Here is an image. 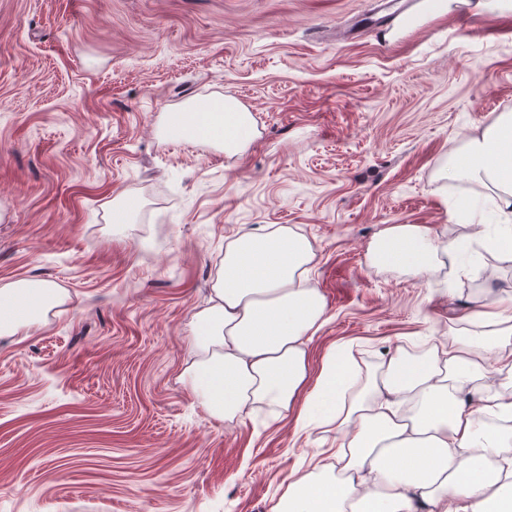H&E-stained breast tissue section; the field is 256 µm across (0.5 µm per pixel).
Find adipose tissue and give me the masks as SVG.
<instances>
[{"label": "adipose tissue", "mask_w": 512, "mask_h": 512, "mask_svg": "<svg viewBox=\"0 0 512 512\" xmlns=\"http://www.w3.org/2000/svg\"><path fill=\"white\" fill-rule=\"evenodd\" d=\"M171 134L242 154L256 135L237 103L189 112ZM439 181L492 190L512 216V113L465 136ZM456 241L424 224H390L368 246L372 266L420 281L459 263ZM316 251L295 229L270 226L228 241L208 299L193 312L180 381L198 407L227 424L266 409L306 432L333 430L335 447L289 482L272 512H512V292L451 329L447 341L400 349L361 372L347 350L330 352L309 379L307 344L326 305L311 271ZM37 280L0 285V339L11 340L67 302Z\"/></svg>", "instance_id": "1"}]
</instances>
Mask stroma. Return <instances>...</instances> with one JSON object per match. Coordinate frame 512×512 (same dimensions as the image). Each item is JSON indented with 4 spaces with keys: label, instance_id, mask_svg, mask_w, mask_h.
Masks as SVG:
<instances>
[{
    "label": "stroma",
    "instance_id": "35a3bbf8",
    "mask_svg": "<svg viewBox=\"0 0 512 512\" xmlns=\"http://www.w3.org/2000/svg\"><path fill=\"white\" fill-rule=\"evenodd\" d=\"M236 100L258 130L229 157L162 136ZM512 113V12L392 0H0V283L71 296L0 341V512H270L321 434L265 412L228 427L179 375L190 316L226 240L288 225L312 241L332 349L375 365L444 339L512 289L489 252L428 282L372 267L389 224L451 239L486 191L433 173ZM136 213L112 234V200Z\"/></svg>",
    "mask_w": 512,
    "mask_h": 512
}]
</instances>
